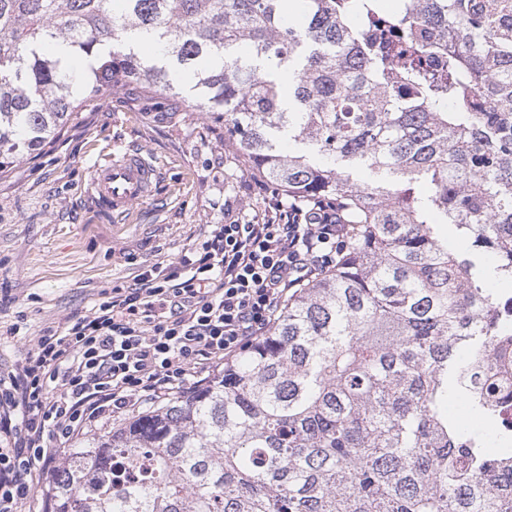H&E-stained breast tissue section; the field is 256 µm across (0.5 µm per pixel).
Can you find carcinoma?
<instances>
[{
	"label": "carcinoma",
	"mask_w": 512,
	"mask_h": 512,
	"mask_svg": "<svg viewBox=\"0 0 512 512\" xmlns=\"http://www.w3.org/2000/svg\"><path fill=\"white\" fill-rule=\"evenodd\" d=\"M286 5L0 0V167L59 133L78 84L87 103L132 83L224 122L290 201L345 225L336 267L248 351L81 439L54 512H512V448L447 409L512 441L489 395L512 334L433 222L512 279V0H304L299 22Z\"/></svg>",
	"instance_id": "1"
}]
</instances>
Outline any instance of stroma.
<instances>
[{"label":"stroma","instance_id":"obj_1","mask_svg":"<svg viewBox=\"0 0 512 512\" xmlns=\"http://www.w3.org/2000/svg\"><path fill=\"white\" fill-rule=\"evenodd\" d=\"M140 151L158 172L154 197L125 216L89 195L95 164ZM223 122L126 85L87 104L39 151L0 169V374L63 318L143 268L178 263L213 225L267 205Z\"/></svg>","mask_w":512,"mask_h":512}]
</instances>
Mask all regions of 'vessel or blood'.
Returning <instances> with one entry per match:
<instances>
[{"instance_id": "vessel-or-blood-1", "label": "vessel or blood", "mask_w": 512, "mask_h": 512, "mask_svg": "<svg viewBox=\"0 0 512 512\" xmlns=\"http://www.w3.org/2000/svg\"><path fill=\"white\" fill-rule=\"evenodd\" d=\"M158 173L138 152H121L94 166L90 189L98 204L115 214L153 195Z\"/></svg>"}]
</instances>
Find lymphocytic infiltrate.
Wrapping results in <instances>:
<instances>
[{"label": "lymphocytic infiltrate", "mask_w": 512, "mask_h": 512, "mask_svg": "<svg viewBox=\"0 0 512 512\" xmlns=\"http://www.w3.org/2000/svg\"><path fill=\"white\" fill-rule=\"evenodd\" d=\"M342 242L334 207L278 200L44 331L0 376V512H22L74 439L189 391L246 351Z\"/></svg>", "instance_id": "1"}]
</instances>
